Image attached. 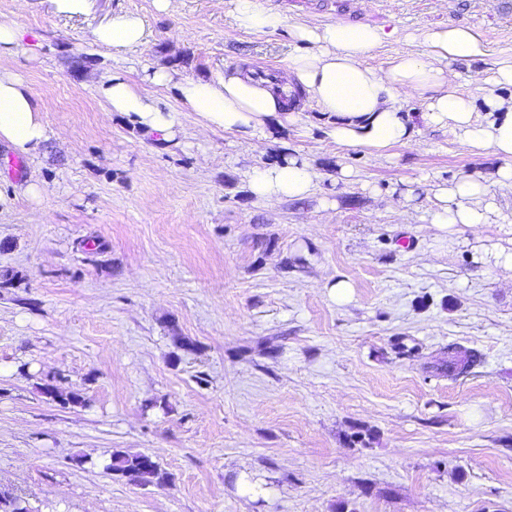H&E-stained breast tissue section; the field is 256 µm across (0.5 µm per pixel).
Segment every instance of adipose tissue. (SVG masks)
<instances>
[{
    "instance_id": "1",
    "label": "adipose tissue",
    "mask_w": 512,
    "mask_h": 512,
    "mask_svg": "<svg viewBox=\"0 0 512 512\" xmlns=\"http://www.w3.org/2000/svg\"><path fill=\"white\" fill-rule=\"evenodd\" d=\"M293 37L305 50L292 55L282 72L266 76L242 63L210 80L175 79L172 70L158 67L147 79L157 86H174L181 104L198 113L204 129L253 135L267 123L281 126L307 122L308 108H316L326 134L336 145L361 147L373 157L395 145L418 147L426 127L446 128L467 151L501 161L493 182L470 175L441 184L417 182L403 197L426 198L433 204L427 227L440 235L478 231L492 223L498 211L495 189L512 190V98L488 93V85L512 86V59L496 62L492 74L475 72L469 82L484 92L486 114L475 110L473 94L459 90V65L486 55L475 30L458 25L411 36L410 48L390 67L369 64L372 51L388 34L368 24L301 25ZM93 41L125 54L137 51L148 37L144 21L120 13L92 30ZM100 95L113 112L125 114L148 134L169 141L177 134L174 112L154 96L138 90L123 74L102 78ZM418 97L425 109L411 112L404 99ZM41 111L24 82L0 74V143L16 153L37 157L48 141ZM317 177L313 168L295 157L257 167L248 174L251 194L277 203L309 197Z\"/></svg>"
}]
</instances>
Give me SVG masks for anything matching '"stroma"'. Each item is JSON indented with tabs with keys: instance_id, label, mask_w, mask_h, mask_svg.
<instances>
[{
	"instance_id": "1",
	"label": "stroma",
	"mask_w": 512,
	"mask_h": 512,
	"mask_svg": "<svg viewBox=\"0 0 512 512\" xmlns=\"http://www.w3.org/2000/svg\"><path fill=\"white\" fill-rule=\"evenodd\" d=\"M279 11L277 32L246 31L234 0H0V24L26 31L0 73L28 86L50 140L26 159L0 144V488L30 512H512V281L480 243L438 241L432 204L404 209L413 182L492 177L499 159L424 129L413 150L371 158L308 125L243 137L201 134L165 66L210 79L250 60L284 68L288 30L335 23L334 7ZM354 22L403 37L466 24L489 68L512 57L500 0H353ZM139 15L136 52L90 32ZM119 72L174 111L172 141L108 111L100 77ZM295 150L318 172L302 201L258 202L246 174ZM353 170L336 183L340 168ZM43 188L39 201L24 193ZM351 283L334 301L325 283ZM475 352L449 376V346ZM78 390L62 407L38 386ZM144 453L163 486L113 475V452Z\"/></svg>"
}]
</instances>
